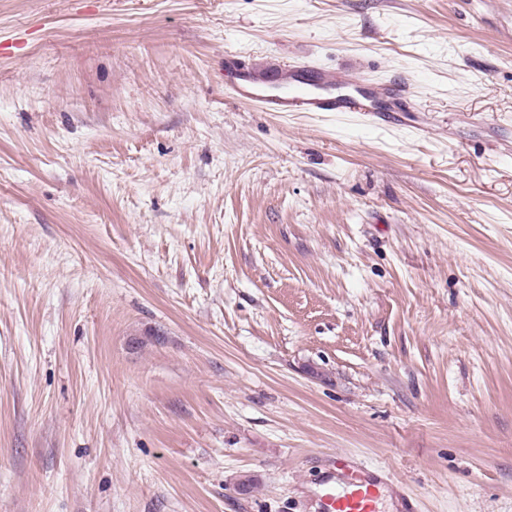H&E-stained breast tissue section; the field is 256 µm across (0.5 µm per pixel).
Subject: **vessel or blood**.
<instances>
[{
  "mask_svg": "<svg viewBox=\"0 0 512 512\" xmlns=\"http://www.w3.org/2000/svg\"><path fill=\"white\" fill-rule=\"evenodd\" d=\"M224 70L229 78L226 92L264 112H351L373 125L384 113L403 109L401 85H378L306 56L276 65L267 59L228 54ZM386 485L381 470L346 454L330 456L307 512H379Z\"/></svg>",
  "mask_w": 512,
  "mask_h": 512,
  "instance_id": "vessel-or-blood-1",
  "label": "vessel or blood"
}]
</instances>
